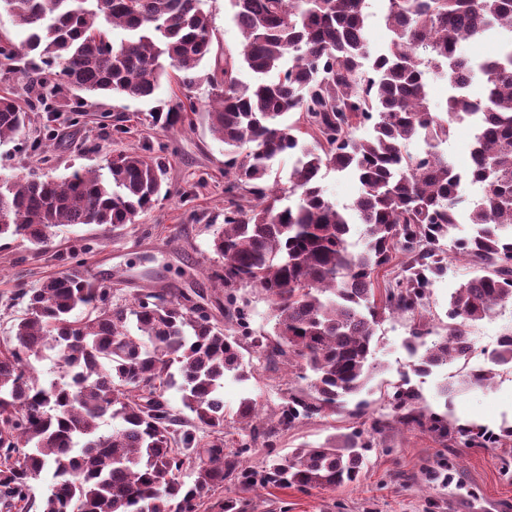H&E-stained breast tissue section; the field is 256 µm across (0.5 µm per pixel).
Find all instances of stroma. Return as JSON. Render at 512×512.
<instances>
[{
  "instance_id": "obj_1",
  "label": "stroma",
  "mask_w": 512,
  "mask_h": 512,
  "mask_svg": "<svg viewBox=\"0 0 512 512\" xmlns=\"http://www.w3.org/2000/svg\"><path fill=\"white\" fill-rule=\"evenodd\" d=\"M212 16L215 55L237 52L241 33L232 19L228 0H207ZM180 90L175 79H162L152 100L131 101L119 96L89 97L79 124H70L63 112H32L27 139L43 138L54 130L59 145L48 164L29 157L14 144L0 145V174L22 177H63L75 169H100L114 153L131 147H150L160 156L167 174L168 195L120 231L105 226L72 225L60 228L48 245L34 248L13 239L0 240V340L10 336L25 303L15 300L18 289L38 287L43 279L66 272L62 258L79 240L94 246L85 257V270L95 280L111 285L114 303L130 300L141 288L164 289L191 298L220 299L224 290L209 277L220 265L210 243L224 223V145L212 135L204 112L191 125L163 130L148 120L150 110L174 100ZM122 118L124 134L112 124ZM471 274L461 259L449 260L427 295V317L434 335L446 333L448 299ZM409 322L398 316L381 321L374 341L378 369L366 393L364 415L339 412L321 416L282 433L279 454L301 442L317 443L331 434L362 427L365 420L391 415L387 394L409 382L424 409L447 413L452 424H473L498 429L512 426V370H499L493 383L445 404L438 395L442 381L456 382L457 367L448 365L427 375L411 371ZM253 374L248 381L224 385V409L234 413L243 395L260 404L262 416L277 410L295 373L266 362L261 352L248 350ZM366 465L356 484L333 491L257 486L247 491L254 512H456L459 503L470 512H482L494 500L512 512V441L499 448L445 445L430 434L392 424L374 435Z\"/></svg>"
}]
</instances>
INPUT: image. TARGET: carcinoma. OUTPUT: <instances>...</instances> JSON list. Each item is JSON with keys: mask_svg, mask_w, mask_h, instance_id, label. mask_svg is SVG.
Masks as SVG:
<instances>
[{"mask_svg": "<svg viewBox=\"0 0 512 512\" xmlns=\"http://www.w3.org/2000/svg\"><path fill=\"white\" fill-rule=\"evenodd\" d=\"M242 34L239 57L212 71V18L204 0H0L24 39L0 40V71L38 58L39 94L27 106L0 95V143L25 140L28 110L61 88L79 94L153 98L177 71L186 99L149 113L153 125H182L197 109L189 93L203 83L212 135L224 143V226L212 241L224 266V320L164 290L144 288L112 304V287L71 271L25 290L22 317L0 343V512H31L32 482L52 471L40 512H199L228 480L260 486L335 489L359 480L371 441L389 421L372 419L319 444L275 453L281 432L345 406L366 390L376 326L384 315L411 321V352L430 334L422 309L449 256L473 275L448 300V334L412 362L415 373L458 366L459 390L484 389L493 370L470 367V329L512 303V0H381L389 44L373 52L365 36L368 0H229ZM494 32L499 53L475 62L462 45ZM247 70L252 80L239 78ZM456 94L433 109L429 76ZM479 84L481 95L468 89ZM299 114L290 123L288 117ZM474 128L470 165L459 170L440 151L455 125ZM363 136L356 135L360 128ZM306 130L312 142L298 133ZM418 139L424 150L405 146ZM296 156L288 186L268 185L272 166ZM349 171L360 185L351 218L326 198L321 171ZM166 170L146 149H127L107 173L76 169L62 178L0 175V238L44 246L57 228L135 223L162 191ZM482 187L468 213L473 232L455 238L461 186ZM296 203L284 205L288 196ZM361 238V248L349 241ZM403 258L399 269L391 268ZM259 288L271 301L273 334L253 336L238 292ZM273 364L301 371L278 410L259 419L241 398L237 431L228 429L224 382L249 379L244 340ZM57 357L58 375L40 380L38 363ZM490 360L512 369V329ZM181 394L173 409L166 393ZM394 421L466 448H498L495 433L454 426L419 406L410 386L388 394ZM112 422V431L102 430ZM261 445L260 468L242 459ZM219 512H249L226 497Z\"/></svg>", "mask_w": 512, "mask_h": 512, "instance_id": "obj_1", "label": "carcinoma"}]
</instances>
